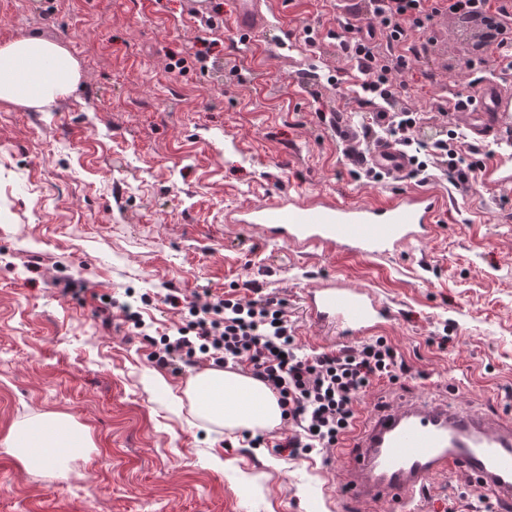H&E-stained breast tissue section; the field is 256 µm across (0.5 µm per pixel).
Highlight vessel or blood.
Returning a JSON list of instances; mask_svg holds the SVG:
<instances>
[{"label":"vessel or blood","instance_id":"vessel-or-blood-1","mask_svg":"<svg viewBox=\"0 0 512 512\" xmlns=\"http://www.w3.org/2000/svg\"><path fill=\"white\" fill-rule=\"evenodd\" d=\"M235 18L237 26L250 33L267 25L259 0H237ZM467 109L474 114L473 133L486 139L498 133V116L512 112V99L487 83L473 94ZM370 159L390 176L408 167L404 153L386 143L377 145ZM438 208V199L425 193H402L382 205L339 204L285 193L237 210L229 221L262 228L299 248L372 258L427 237ZM305 308L313 323L334 336L371 334L390 319L389 310L369 290L336 281L310 288ZM349 461L347 495L360 505L387 500L411 504L430 479L448 475L468 478L476 492H491L498 504L512 503L508 418L455 411L444 402L382 409L357 437Z\"/></svg>","mask_w":512,"mask_h":512}]
</instances>
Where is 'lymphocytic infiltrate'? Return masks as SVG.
<instances>
[{
  "mask_svg": "<svg viewBox=\"0 0 512 512\" xmlns=\"http://www.w3.org/2000/svg\"><path fill=\"white\" fill-rule=\"evenodd\" d=\"M367 24L339 22L332 37L363 75L362 104L371 106L372 121L362 127L363 139L388 131L402 146L411 145L419 113L398 114L385 108L398 93L394 73L408 70L428 52V30L435 15L448 12L494 19L497 38L489 54L500 74H512V0H362ZM400 47L386 54L382 44ZM427 155L443 159L450 182L469 184L476 166L466 159V143L458 134L426 146ZM165 305L187 309L186 323L174 334H162L153 357L162 366L206 354L215 366L243 368L276 396L291 435L275 445L278 454L295 459L338 447L359 416V399L380 380H396L409 367L385 338L318 354H299L294 329L280 301L262 283L247 280L242 290L201 301L187 300L169 289Z\"/></svg>",
  "mask_w": 512,
  "mask_h": 512,
  "instance_id": "lymphocytic-infiltrate-1",
  "label": "lymphocytic infiltrate"
}]
</instances>
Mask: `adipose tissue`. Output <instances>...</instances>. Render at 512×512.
Wrapping results in <instances>:
<instances>
[{
	"mask_svg": "<svg viewBox=\"0 0 512 512\" xmlns=\"http://www.w3.org/2000/svg\"><path fill=\"white\" fill-rule=\"evenodd\" d=\"M79 66L62 47L38 36H20L0 46V102L41 109L76 90ZM192 415L229 430H265L278 426L282 410L275 395L250 375L208 368L187 382ZM5 445L26 470H40L58 449L79 453L90 447L87 428L65 416L40 414L15 425Z\"/></svg>",
	"mask_w": 512,
	"mask_h": 512,
	"instance_id": "1",
	"label": "adipose tissue"
}]
</instances>
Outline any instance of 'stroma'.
I'll return each instance as SVG.
<instances>
[{"mask_svg":"<svg viewBox=\"0 0 512 512\" xmlns=\"http://www.w3.org/2000/svg\"><path fill=\"white\" fill-rule=\"evenodd\" d=\"M352 2L261 0L269 24L244 34L235 0H208L221 10L213 30L196 22L193 0H0V45L44 37L81 75L50 107L0 103V438L55 413L93 442L43 474L0 447V512H349V463L337 449L291 460L271 448L288 424L260 448L242 430L192 426L181 396L203 363L157 365L121 309L159 329L177 324L161 301L170 287L191 299L263 282L307 353L345 343L307 319V290L333 278L369 289L391 313L381 334L410 373L374 385L360 421L408 400L512 417V115L470 156L497 180L457 190L435 158L424 178L360 176L328 123L343 113L365 148L358 80L328 36ZM461 27L459 16L435 17L422 68L434 80L413 71L392 103L421 112L416 142L469 129L470 113L448 109L463 76L512 93V76L497 80L488 50L466 45ZM174 53L185 60L175 71ZM339 71L349 78L338 85ZM295 190L343 204L428 192L442 206L429 236L371 259L302 250L228 220ZM68 279L76 286L65 294ZM415 506L502 512L460 476L430 480Z\"/></svg>","mask_w":512,"mask_h":512,"instance_id":"stroma-1","label":"stroma"}]
</instances>
